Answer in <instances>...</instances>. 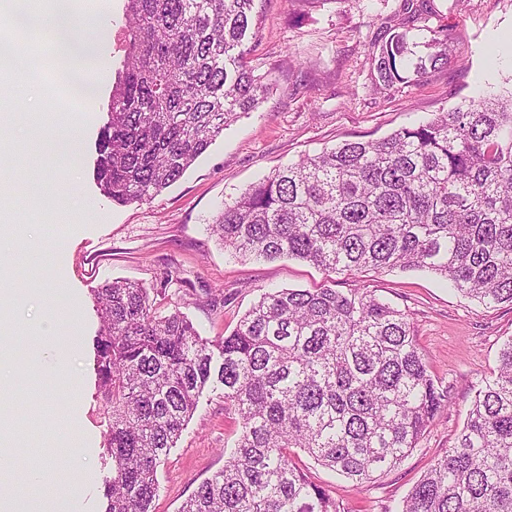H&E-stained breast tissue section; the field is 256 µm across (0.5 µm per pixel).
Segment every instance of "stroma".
Instances as JSON below:
<instances>
[{"mask_svg": "<svg viewBox=\"0 0 512 512\" xmlns=\"http://www.w3.org/2000/svg\"><path fill=\"white\" fill-rule=\"evenodd\" d=\"M402 0H256L260 28L250 64L271 75L273 90L253 112L225 129L185 175L151 201L119 206L100 192L94 175L99 131L107 119L112 85L125 57L126 0H81L94 14L104 48L98 96L90 111L54 105L42 152L30 150L22 126L33 107L16 102L0 116L11 150L0 159V204L20 225L40 226L38 246L21 247L0 235V289L30 283V300L0 306V332L35 335L28 376L12 373L0 385V412L15 420L11 467L0 483L29 492L53 472L71 480L70 512H102L107 414L94 371L93 339L100 328L94 291L122 278L148 288L172 277L158 296L163 313L180 312L201 336L229 335L270 287L312 288L321 271L297 260L234 258L210 235L224 204L273 169L344 141L373 140L432 118L469 99L512 90V0H422L426 27L449 36L456 54L447 67L408 84L375 85L373 58L407 16ZM79 136L63 144L71 119ZM41 177L61 198L50 213L32 206L27 188ZM342 291L361 288L405 310L429 370L447 393L446 406L402 463L363 485L314 466L310 474L344 512H384L403 500L435 460L453 447L481 380L497 370L502 343L512 337V305L487 307L450 290L425 271L392 270L341 275ZM54 317L59 334L76 337L74 354L60 358L54 337L38 320ZM239 435L238 414L218 393L205 392L175 448L158 469L153 512H178L205 478L224 466ZM53 451L55 470L28 463Z\"/></svg>", "mask_w": 512, "mask_h": 512, "instance_id": "35a3bbf8", "label": "stroma"}]
</instances>
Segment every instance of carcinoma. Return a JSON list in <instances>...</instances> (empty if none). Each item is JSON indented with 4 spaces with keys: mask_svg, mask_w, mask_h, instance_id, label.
<instances>
[{
    "mask_svg": "<svg viewBox=\"0 0 512 512\" xmlns=\"http://www.w3.org/2000/svg\"><path fill=\"white\" fill-rule=\"evenodd\" d=\"M255 0H127V53L112 87L97 181L123 205L179 181L272 87L248 65ZM11 35L48 59L52 45ZM404 29L374 57L375 82L406 84L449 62ZM242 258L298 259L326 275L272 288L215 340L144 286L94 290L95 370L108 414L105 512H153L157 471L206 389L234 406L241 433L224 468L179 512H341L295 461L360 485L397 467L445 394L409 314L336 276L415 269L484 304H512V91L471 100L391 135L346 141L274 170L210 225ZM392 512H512V338L476 391L455 445Z\"/></svg>",
    "mask_w": 512,
    "mask_h": 512,
    "instance_id": "1",
    "label": "carcinoma"
}]
</instances>
